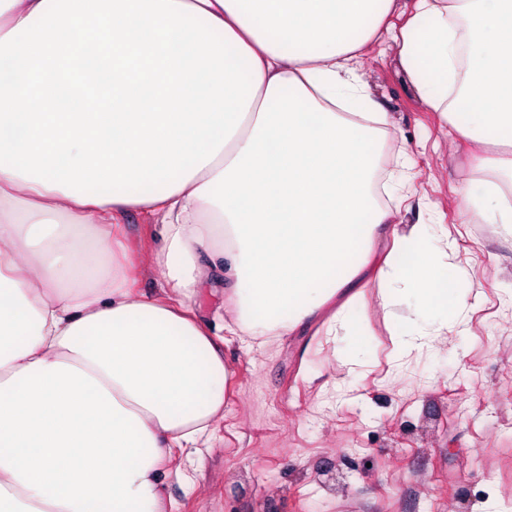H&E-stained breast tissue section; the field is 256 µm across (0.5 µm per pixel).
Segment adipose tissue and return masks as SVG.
<instances>
[{"instance_id":"ef3b65f1","label":"adipose tissue","mask_w":512,"mask_h":512,"mask_svg":"<svg viewBox=\"0 0 512 512\" xmlns=\"http://www.w3.org/2000/svg\"><path fill=\"white\" fill-rule=\"evenodd\" d=\"M0 0V512H165L160 474L224 418L230 332L368 338L376 279L401 364L467 320L460 263L372 190L394 123L359 76L390 36L467 144L462 224L512 232V0ZM161 220L163 295L120 218ZM94 225L86 234L85 225Z\"/></svg>"}]
</instances>
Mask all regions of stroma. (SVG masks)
Wrapping results in <instances>:
<instances>
[{"instance_id":"obj_1","label":"stroma","mask_w":512,"mask_h":512,"mask_svg":"<svg viewBox=\"0 0 512 512\" xmlns=\"http://www.w3.org/2000/svg\"><path fill=\"white\" fill-rule=\"evenodd\" d=\"M360 73L395 122L398 147L382 154L387 180L407 163L415 174L418 195L399 221L447 232L449 252L466 262L456 287L470 331L396 373L379 285L366 282L358 315L370 371L343 397L333 384L347 360L320 351L317 321L262 346L225 334L224 419L199 449L175 453L162 484L175 512H478L490 497L512 512V235L458 223L469 152L425 109L393 43L374 46ZM122 222L141 259L136 291L154 295L163 283L156 221L131 211Z\"/></svg>"}]
</instances>
